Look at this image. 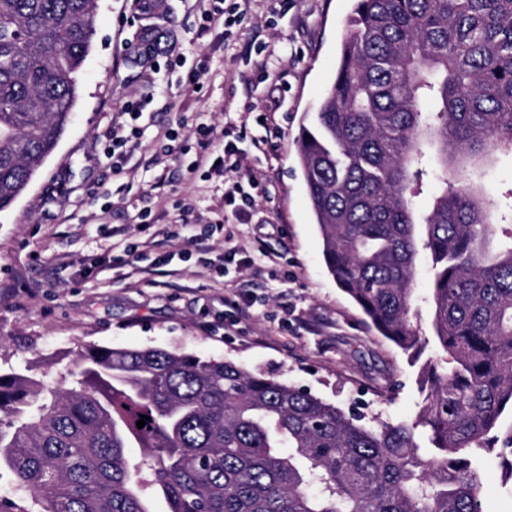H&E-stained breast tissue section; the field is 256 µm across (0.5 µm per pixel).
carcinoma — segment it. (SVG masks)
Returning a JSON list of instances; mask_svg holds the SVG:
<instances>
[{"mask_svg":"<svg viewBox=\"0 0 512 512\" xmlns=\"http://www.w3.org/2000/svg\"><path fill=\"white\" fill-rule=\"evenodd\" d=\"M95 21L96 0H0V211L68 124ZM506 152L512 0H355L300 164L330 274L413 359L429 264L446 358L416 418L368 426L232 361L86 345L55 382L0 370V512H482L474 459L512 476V225L472 175ZM430 163L449 179L420 213Z\"/></svg>","mask_w":512,"mask_h":512,"instance_id":"cac0c4a2","label":"carcinoma"}]
</instances>
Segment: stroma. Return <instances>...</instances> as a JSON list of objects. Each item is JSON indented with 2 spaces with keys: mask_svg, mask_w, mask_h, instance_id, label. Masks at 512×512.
Returning <instances> with one entry per match:
<instances>
[{
  "mask_svg": "<svg viewBox=\"0 0 512 512\" xmlns=\"http://www.w3.org/2000/svg\"><path fill=\"white\" fill-rule=\"evenodd\" d=\"M353 6L248 0L227 27L206 23L194 0H97L71 121L0 213L1 367L38 372L89 343L156 347L275 376L371 425L416 414L421 365L441 356L432 312L419 307L428 344L415 364L366 324L327 271L299 163L300 127L335 74ZM131 101L142 105V135L116 174L108 133L129 125ZM202 125L245 149L254 209L225 207L216 154L189 174ZM482 180L491 209L511 207L512 153ZM206 225L201 250L194 235ZM164 228L176 237L163 240ZM133 243L136 259L124 255ZM481 463L483 512H512L499 459Z\"/></svg>",
  "mask_w": 512,
  "mask_h": 512,
  "instance_id": "stroma-1",
  "label": "stroma"
}]
</instances>
